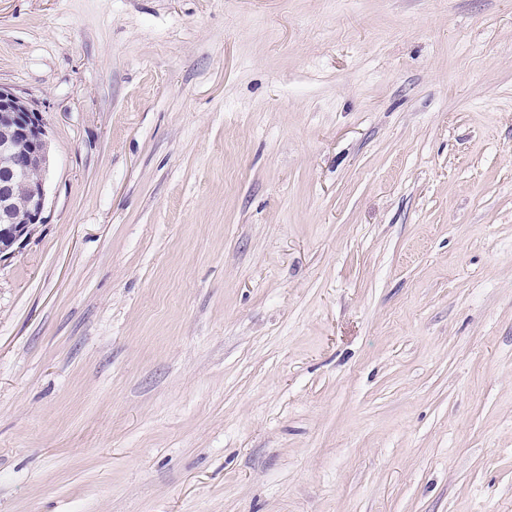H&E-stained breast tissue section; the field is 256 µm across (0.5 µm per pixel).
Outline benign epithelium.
<instances>
[{
  "label": "benign epithelium",
  "mask_w": 512,
  "mask_h": 512,
  "mask_svg": "<svg viewBox=\"0 0 512 512\" xmlns=\"http://www.w3.org/2000/svg\"><path fill=\"white\" fill-rule=\"evenodd\" d=\"M0 167L14 175L32 171L38 177L29 182L22 210L11 211L12 203H0V224H17L15 239L39 224L46 200L45 174L49 167L47 128L42 113L30 108L10 89L0 86Z\"/></svg>",
  "instance_id": "benign-epithelium-1"
}]
</instances>
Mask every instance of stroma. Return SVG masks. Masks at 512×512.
Returning <instances> with one entry per match:
<instances>
[{
  "label": "stroma",
  "mask_w": 512,
  "mask_h": 512,
  "mask_svg": "<svg viewBox=\"0 0 512 512\" xmlns=\"http://www.w3.org/2000/svg\"><path fill=\"white\" fill-rule=\"evenodd\" d=\"M0 85V512H512V0H0ZM16 141L24 148L15 149ZM0 165L13 175L39 174L27 186L22 210L11 211L12 203L4 196L0 203V224H19L14 242L25 236L31 225L40 224L46 200L45 174L49 167L47 128L41 112L30 108L9 88L0 85ZM0 167V188L7 184L6 171ZM26 224V227L21 228Z\"/></svg>",
  "instance_id": "stroma-1"
}]
</instances>
